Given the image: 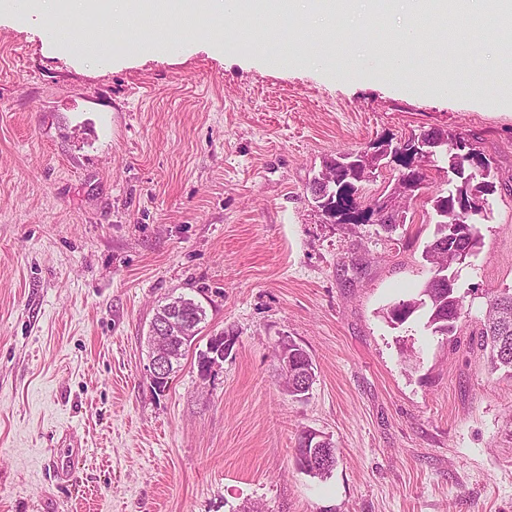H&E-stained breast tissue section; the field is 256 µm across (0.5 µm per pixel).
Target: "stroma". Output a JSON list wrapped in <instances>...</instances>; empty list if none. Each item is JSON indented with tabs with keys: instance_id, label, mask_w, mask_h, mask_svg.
Returning <instances> with one entry per match:
<instances>
[{
	"instance_id": "35a3bbf8",
	"label": "stroma",
	"mask_w": 512,
	"mask_h": 512,
	"mask_svg": "<svg viewBox=\"0 0 512 512\" xmlns=\"http://www.w3.org/2000/svg\"><path fill=\"white\" fill-rule=\"evenodd\" d=\"M400 25L339 47L291 17L300 61L232 10L220 48L193 16L76 18L59 42L0 13V512H512V376L469 344L487 293L512 289V75L495 63L512 30L467 53L428 24L382 50ZM338 49L347 71L320 61ZM433 130L496 172L451 336L387 317L431 276L447 173L429 168L392 234L326 221L311 194L337 155ZM181 295L206 321L160 393L146 336ZM221 332L236 344L200 377ZM285 338L312 359L302 400ZM306 430L336 448L328 477L296 463ZM288 342L292 343V347H298V350L301 351L302 353H306L309 357V360H310V371H311V374L309 375V380H310V384L307 386V387H304V388H294V389H290L288 387V384H286V386L288 387V394L292 397H299L301 395H305L306 393L309 392L310 388L312 387V384H313V373H312V360H311V357L310 355L308 354V352L303 348L301 347L299 344L295 343L294 341L292 340H288ZM278 366L280 367V371L282 373H286L288 374L289 373H292L296 376H298L300 378L301 375H304L306 376V374H308L310 371H309V367L306 365V362H303L301 359H289L288 358V350H282L280 348V355H279V363H278ZM299 392V393H298Z\"/></svg>"
}]
</instances>
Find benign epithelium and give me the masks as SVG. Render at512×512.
Masks as SVG:
<instances>
[{"instance_id":"obj_1","label":"benign epithelium","mask_w":512,"mask_h":512,"mask_svg":"<svg viewBox=\"0 0 512 512\" xmlns=\"http://www.w3.org/2000/svg\"><path fill=\"white\" fill-rule=\"evenodd\" d=\"M436 143L429 133L410 136L395 142L380 139L356 153L345 154L337 163L323 171L316 181L332 192L342 186L344 174L357 167L359 161L369 164V172L391 169L398 172L394 191L385 197L366 202L360 194L354 195V206L363 214H370V221L392 218L397 224L404 223V212L408 202L423 194L425 183L420 176L425 171V163L433 158ZM191 330V315L186 304L175 298L168 304L167 313L152 321L149 328L150 353L148 371L153 385L163 389L169 378V368L177 360V344L187 339ZM234 337L219 334L209 339L204 356L198 361V373L202 377L211 375L212 371L224 362V357L231 351ZM278 366L284 373L296 376L309 373V367L300 359H289L288 351L282 350ZM304 447L312 449L310 461L312 467L326 471L332 468L329 461L322 460L325 455L333 456L336 449L326 447V438L318 432H310L304 440Z\"/></svg>"}]
</instances>
